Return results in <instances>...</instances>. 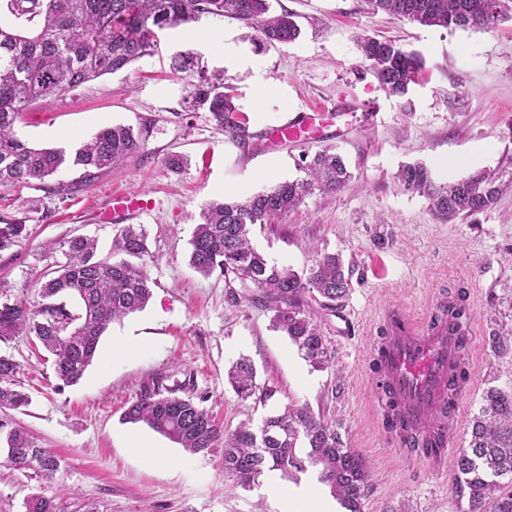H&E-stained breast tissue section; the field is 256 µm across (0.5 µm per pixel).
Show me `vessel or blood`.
Wrapping results in <instances>:
<instances>
[{"label":"vessel or blood","mask_w":512,"mask_h":512,"mask_svg":"<svg viewBox=\"0 0 512 512\" xmlns=\"http://www.w3.org/2000/svg\"><path fill=\"white\" fill-rule=\"evenodd\" d=\"M312 115L308 109L289 118L269 133V142L300 137L308 130ZM147 206V201L116 192L100 220L120 224ZM470 344V336L459 335L446 316H437L420 326L399 310L385 315V336L377 348L374 390L385 411L399 409L397 435H417L418 447L426 451V463L435 470L445 469L448 464L447 447L458 431L462 400L472 386L471 375L464 372ZM436 418L442 420L443 431L422 433V426Z\"/></svg>","instance_id":"obj_1"}]
</instances>
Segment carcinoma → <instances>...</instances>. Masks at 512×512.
Segmentation results:
<instances>
[{"instance_id": "obj_1", "label": "carcinoma", "mask_w": 512, "mask_h": 512, "mask_svg": "<svg viewBox=\"0 0 512 512\" xmlns=\"http://www.w3.org/2000/svg\"><path fill=\"white\" fill-rule=\"evenodd\" d=\"M8 11L33 25L28 32L0 25V189L28 187L70 195L90 185L141 149L140 135L126 126L101 129L73 154L36 148L21 140L16 124L38 101L55 98L106 74H114L148 55L160 34L205 15L224 16L257 27L266 43L290 42L300 35L293 15L269 13L267 0H8ZM367 12L379 11L423 27L484 30L503 18L500 0H365ZM361 61L391 96L404 97L423 70L422 56L394 41L363 36ZM188 108H205L216 125L242 146L253 135L248 121L233 104L224 76L199 73L186 98ZM83 169L71 184L49 186L47 180L64 166ZM306 177L275 184L243 201L210 200L201 207L200 222L189 241V265L199 274L233 276L251 289L252 298L273 312L272 325L284 332L315 368H325L331 354L306 294L315 292L322 309H332L350 290L351 278L340 256L327 254L305 276L279 267L255 250L251 226L267 224L297 207L316 192L338 193L349 183L343 159L331 149L315 153L305 166ZM398 177L404 188L426 197L439 216L454 221L486 212L512 187L499 173L477 170L438 184L422 163L405 164ZM26 235V218L0 215V252ZM142 225L116 224L112 251L101 257L94 239L77 236L61 244L65 262L41 283L44 303L29 306L0 281V340L24 334L35 337L55 356L56 377L78 382L94 360L101 336L115 320L146 307L152 296L146 272L133 260L147 253ZM488 346L499 357H512V336L494 331ZM19 364L0 355V405L25 407L29 397L12 388ZM503 386L483 391L466 447L455 460L454 485L467 499L468 512H512V369ZM241 397L256 393L255 369L242 358L227 371ZM126 420L143 422L192 454L224 448V473L247 486L265 471L294 475L307 465L322 467L326 483L345 512H363L370 466L343 441L336 426L317 417L308 406H288L254 429L243 423L232 433L211 419L191 397L165 396L159 386L136 395ZM303 443L305 455L297 454ZM7 458L17 469L51 480L60 460L35 445L22 429L6 438ZM27 512H56L50 498L34 494Z\"/></svg>"}]
</instances>
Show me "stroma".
<instances>
[{"label": "stroma", "instance_id": "stroma-1", "mask_svg": "<svg viewBox=\"0 0 512 512\" xmlns=\"http://www.w3.org/2000/svg\"><path fill=\"white\" fill-rule=\"evenodd\" d=\"M268 3L271 13L294 14L297 40L267 44L255 26L210 15L165 31L153 54L127 68L34 105L19 123L20 136L40 148L68 150L117 124L142 131L144 144L71 198L28 188L5 193L0 213L22 216L20 202L30 198L43 216L29 221V235L18 246L0 252V278L27 303L40 304L36 281L62 262L60 242L85 235L97 239L100 255L108 254L113 227L99 214L121 191L152 205L135 221L148 232L142 263L153 286L145 309L109 325L77 384L57 379L53 356L35 337L0 342V354L20 365L18 389L30 397L25 407H0V512H26L35 493L53 499L57 512H282L297 488L313 484L329 494L317 466L293 476L267 471L241 487L224 473L223 448L192 455L147 425L124 421L142 386L155 380L174 396L202 402L228 433L243 422L260 425L288 404L308 405L367 460L364 512H465L452 470L407 458L387 426L374 394L375 354L387 309L401 308L424 325L464 296L473 387L450 444L453 457L488 382L512 363L486 342L494 330L512 336V191L493 209L450 222L397 178L403 164L415 161L439 183L478 169L512 178V0H501L506 20L481 31L371 15L363 0ZM360 34L422 55L425 68L410 102L387 96L364 69ZM226 39L248 64H225L212 51ZM186 52L199 56L206 73L226 74L250 133L266 135L288 113L319 105L314 131L267 150L239 146L209 112L187 109L191 78L171 68L173 57ZM336 127L342 130L337 138L329 134ZM327 148L344 159L349 185L308 196L251 231L253 245L270 261L300 274L325 254L341 255L352 271L349 293L335 311L316 313L333 355L329 367L316 369L272 328L271 311L252 302L238 281L198 274L188 253L202 203L302 178L305 158ZM172 153L187 157L181 171L168 168ZM128 334L137 339V352L113 354L114 341ZM243 356L252 360L260 389L248 398L226 378ZM265 389L272 390L270 399H263ZM14 428L61 458L56 480L7 463L4 439ZM152 450L158 461L149 460Z\"/></svg>", "mask_w": 512, "mask_h": 512}]
</instances>
